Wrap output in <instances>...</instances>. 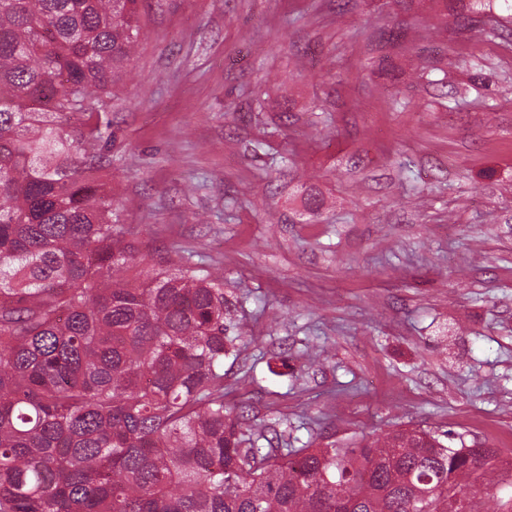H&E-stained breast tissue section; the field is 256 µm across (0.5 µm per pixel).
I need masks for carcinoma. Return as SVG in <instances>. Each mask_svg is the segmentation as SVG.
<instances>
[{"label":"carcinoma","mask_w":512,"mask_h":512,"mask_svg":"<svg viewBox=\"0 0 512 512\" xmlns=\"http://www.w3.org/2000/svg\"><path fill=\"white\" fill-rule=\"evenodd\" d=\"M142 0H0V512H512L491 448L255 446L224 275L137 270L101 195ZM510 481L512 482V472H497L494 474L491 483L484 484L477 488L478 497L485 500H492L493 497L507 498L511 494Z\"/></svg>","instance_id":"obj_1"}]
</instances>
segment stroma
Segmentation results:
<instances>
[{
    "mask_svg": "<svg viewBox=\"0 0 512 512\" xmlns=\"http://www.w3.org/2000/svg\"><path fill=\"white\" fill-rule=\"evenodd\" d=\"M141 26L112 194L145 273L223 270L258 447L400 425L512 458V0H148Z\"/></svg>",
    "mask_w": 512,
    "mask_h": 512,
    "instance_id": "obj_1",
    "label": "stroma"
}]
</instances>
